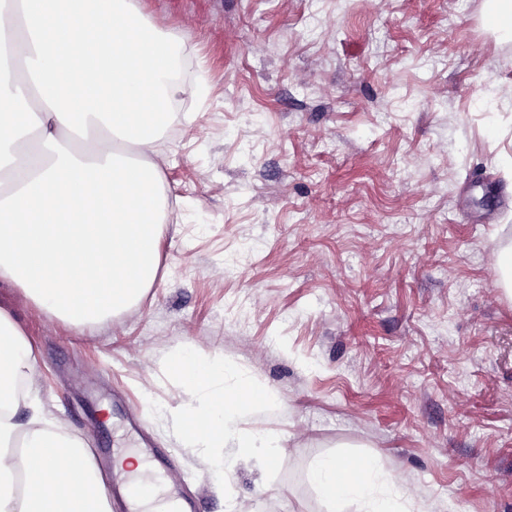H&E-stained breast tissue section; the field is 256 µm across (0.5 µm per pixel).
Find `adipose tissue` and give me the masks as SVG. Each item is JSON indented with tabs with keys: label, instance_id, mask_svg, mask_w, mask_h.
I'll use <instances>...</instances> for the list:
<instances>
[{
	"label": "adipose tissue",
	"instance_id": "ef3b65f1",
	"mask_svg": "<svg viewBox=\"0 0 512 512\" xmlns=\"http://www.w3.org/2000/svg\"><path fill=\"white\" fill-rule=\"evenodd\" d=\"M176 49L130 0H0V286L81 330L117 316L157 278L165 229L163 178L153 162L160 118L186 92L171 80ZM129 144L138 159L121 160ZM38 364L34 345L0 306V512H112V497L79 440L33 410L19 421V378ZM174 366L204 394L173 412L178 434L202 465L231 468L225 448H269L267 430H240L249 391L242 372L206 365L187 352ZM197 418L210 419L205 430ZM343 459L320 461L310 479L329 501L369 498L372 469L337 486ZM132 474V512L156 503L138 480L141 456L114 457Z\"/></svg>",
	"mask_w": 512,
	"mask_h": 512
}]
</instances>
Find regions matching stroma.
I'll use <instances>...</instances> for the list:
<instances>
[{
	"label": "stroma",
	"mask_w": 512,
	"mask_h": 512,
	"mask_svg": "<svg viewBox=\"0 0 512 512\" xmlns=\"http://www.w3.org/2000/svg\"><path fill=\"white\" fill-rule=\"evenodd\" d=\"M189 64L161 131L167 227L140 303L77 332L0 288L40 408L113 491L134 445L196 512H360L309 479L374 463L398 512H512V38L491 0H133ZM246 372L279 433L202 467L171 368Z\"/></svg>",
	"instance_id": "35a3bbf8"
}]
</instances>
